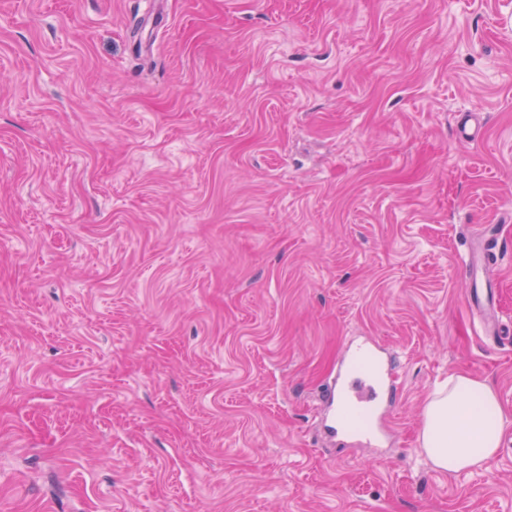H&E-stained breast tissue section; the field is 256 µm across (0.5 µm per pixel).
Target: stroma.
<instances>
[{"label": "stroma", "mask_w": 512, "mask_h": 512, "mask_svg": "<svg viewBox=\"0 0 512 512\" xmlns=\"http://www.w3.org/2000/svg\"><path fill=\"white\" fill-rule=\"evenodd\" d=\"M486 228L512 329V0H0V512H512V423L420 455L449 373L512 415ZM368 339L387 441L337 447ZM480 243L481 246L470 255L465 266V272L472 284L470 303L480 312H483L486 333L496 335L499 334V327L495 311L490 303L492 288H494L490 267L495 263L496 255L492 249L499 246L498 241L486 229H484ZM346 352L343 377L324 395L329 409L324 426L333 438L355 430L371 439L368 421L378 409L380 394L393 389L394 381L375 342L350 345Z\"/></svg>", "instance_id": "obj_1"}]
</instances>
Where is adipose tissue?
Wrapping results in <instances>:
<instances>
[{"label":"adipose tissue","mask_w":512,"mask_h":512,"mask_svg":"<svg viewBox=\"0 0 512 512\" xmlns=\"http://www.w3.org/2000/svg\"><path fill=\"white\" fill-rule=\"evenodd\" d=\"M506 423L488 383L452 374L425 404L421 448L428 463L440 472L480 470L495 456Z\"/></svg>","instance_id":"obj_1"}]
</instances>
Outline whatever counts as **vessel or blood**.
<instances>
[{"label": "vessel or blood", "instance_id": "b4317fda", "mask_svg": "<svg viewBox=\"0 0 512 512\" xmlns=\"http://www.w3.org/2000/svg\"><path fill=\"white\" fill-rule=\"evenodd\" d=\"M497 246L496 239L490 234H483L480 247L470 255L465 266L472 284L470 302L482 312L485 330L490 335L499 332L491 305L494 280L490 274ZM347 357L343 377L325 394L329 414L324 426L333 437L352 430L366 436L370 433L367 423L378 408L381 393L393 389L394 381L376 343L349 346Z\"/></svg>", "mask_w": 512, "mask_h": 512}]
</instances>
